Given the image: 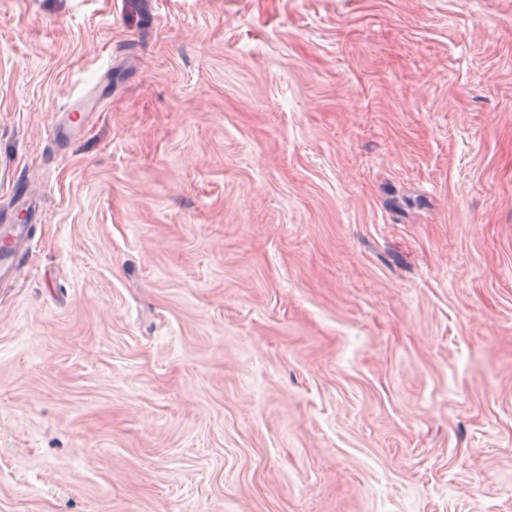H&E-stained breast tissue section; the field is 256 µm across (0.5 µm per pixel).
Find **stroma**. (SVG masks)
Returning a JSON list of instances; mask_svg holds the SVG:
<instances>
[{
	"label": "stroma",
	"instance_id": "obj_1",
	"mask_svg": "<svg viewBox=\"0 0 512 512\" xmlns=\"http://www.w3.org/2000/svg\"><path fill=\"white\" fill-rule=\"evenodd\" d=\"M17 224L0 512H512V0H0Z\"/></svg>",
	"mask_w": 512,
	"mask_h": 512
}]
</instances>
